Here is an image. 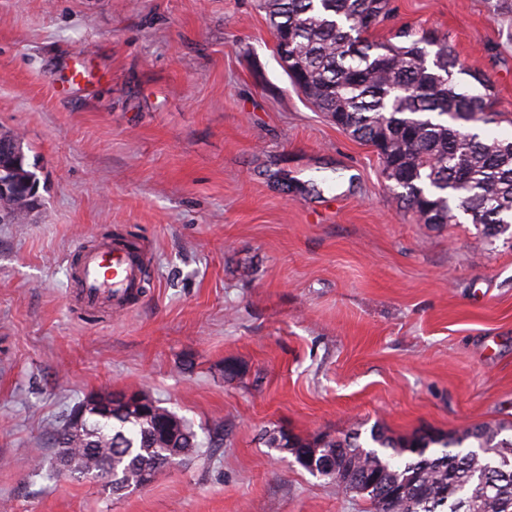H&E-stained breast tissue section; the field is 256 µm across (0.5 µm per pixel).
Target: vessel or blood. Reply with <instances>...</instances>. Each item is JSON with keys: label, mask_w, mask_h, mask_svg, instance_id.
I'll list each match as a JSON object with an SVG mask.
<instances>
[{"label": "vessel or blood", "mask_w": 512, "mask_h": 512, "mask_svg": "<svg viewBox=\"0 0 512 512\" xmlns=\"http://www.w3.org/2000/svg\"><path fill=\"white\" fill-rule=\"evenodd\" d=\"M73 274L84 305L90 310L105 299L114 309L131 308L142 298L147 284L146 262L132 258L121 246L109 242L80 251Z\"/></svg>", "instance_id": "obj_1"}]
</instances>
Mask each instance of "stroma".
Returning <instances> with one entry per match:
<instances>
[{
    "mask_svg": "<svg viewBox=\"0 0 512 512\" xmlns=\"http://www.w3.org/2000/svg\"><path fill=\"white\" fill-rule=\"evenodd\" d=\"M391 6L372 39L446 36L493 87L482 134L512 138V9ZM1 130L40 181L0 223L8 512H366L262 430L512 423V237L397 203L376 149L292 86L258 0H0ZM111 230L149 256L147 291L88 316L72 268ZM129 390L202 442L223 421V447L120 495L31 472L49 424Z\"/></svg>",
    "mask_w": 512,
    "mask_h": 512,
    "instance_id": "obj_1",
    "label": "stroma"
}]
</instances>
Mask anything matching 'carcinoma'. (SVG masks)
Here are the masks:
<instances>
[{"instance_id": "cac0c4a2", "label": "carcinoma", "mask_w": 512, "mask_h": 512, "mask_svg": "<svg viewBox=\"0 0 512 512\" xmlns=\"http://www.w3.org/2000/svg\"><path fill=\"white\" fill-rule=\"evenodd\" d=\"M270 29L288 34L286 73L320 111L340 115V129L378 146L395 198L426 224H450L456 212L490 230L512 226V139H482L473 126L492 111L493 88L469 70L445 36L407 26L402 45L364 38L388 17L389 0H260ZM111 414L55 428L56 471L107 480L112 492L137 488L172 460L221 448L216 422L207 445L192 425L142 394L131 405L110 394ZM512 431L504 423L452 433L421 430L396 437L379 424L369 441L356 429L307 438L279 427L263 431L270 448L331 460L317 472L370 501L371 512H512Z\"/></svg>"}]
</instances>
